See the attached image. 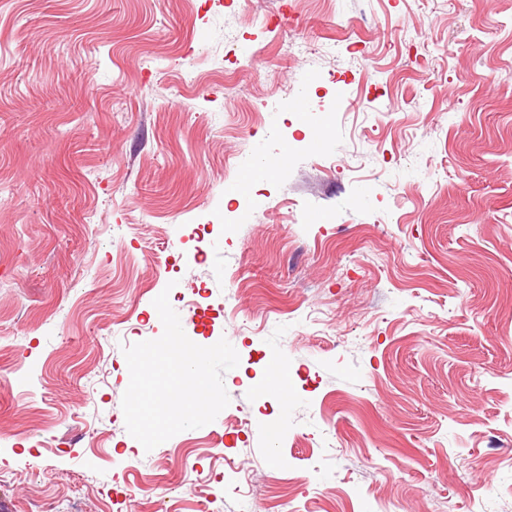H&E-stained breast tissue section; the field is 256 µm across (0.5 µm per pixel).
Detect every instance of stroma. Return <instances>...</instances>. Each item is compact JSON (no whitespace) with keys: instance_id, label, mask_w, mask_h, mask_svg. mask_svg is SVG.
Returning <instances> with one entry per match:
<instances>
[{"instance_id":"stroma-1","label":"stroma","mask_w":512,"mask_h":512,"mask_svg":"<svg viewBox=\"0 0 512 512\" xmlns=\"http://www.w3.org/2000/svg\"><path fill=\"white\" fill-rule=\"evenodd\" d=\"M164 291L240 362L147 451ZM385 505L512 512V0H0V512Z\"/></svg>"}]
</instances>
